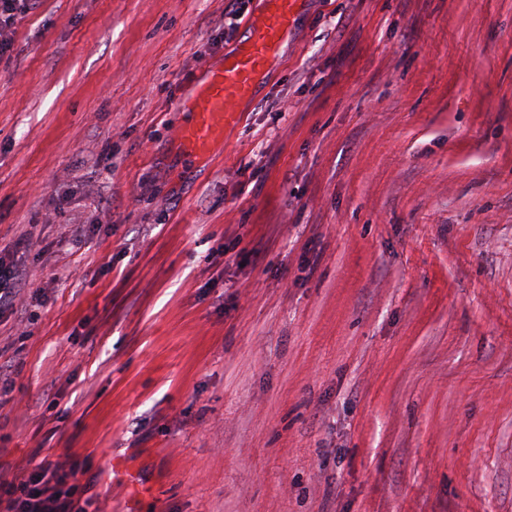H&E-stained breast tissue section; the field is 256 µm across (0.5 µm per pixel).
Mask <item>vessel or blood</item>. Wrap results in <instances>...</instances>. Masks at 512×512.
Here are the masks:
<instances>
[{
  "instance_id": "vessel-or-blood-1",
  "label": "vessel or blood",
  "mask_w": 512,
  "mask_h": 512,
  "mask_svg": "<svg viewBox=\"0 0 512 512\" xmlns=\"http://www.w3.org/2000/svg\"><path fill=\"white\" fill-rule=\"evenodd\" d=\"M303 0H261L258 13L245 24L246 37L205 66L190 94L175 104L184 121L173 131L180 161L206 157L239 122L242 103L256 93L260 75L278 55L292 31Z\"/></svg>"
}]
</instances>
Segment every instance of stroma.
<instances>
[{
  "mask_svg": "<svg viewBox=\"0 0 512 512\" xmlns=\"http://www.w3.org/2000/svg\"><path fill=\"white\" fill-rule=\"evenodd\" d=\"M228 5L16 26L0 476L74 458L102 512H512V0H308L187 169L174 103L258 10ZM24 274L14 262H7L0 257V311L18 309L23 302L21 286Z\"/></svg>",
  "mask_w": 512,
  "mask_h": 512,
  "instance_id": "35a3bbf8",
  "label": "stroma"
}]
</instances>
